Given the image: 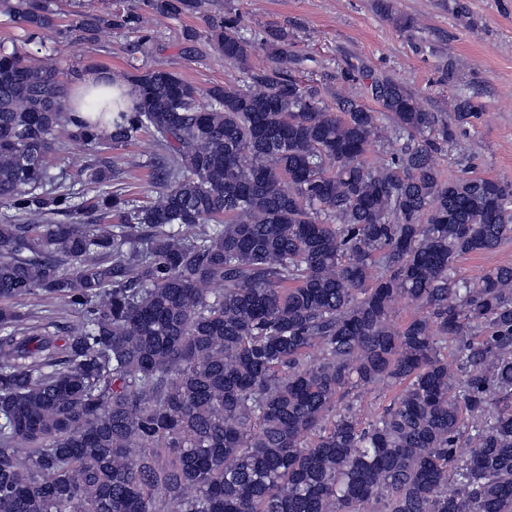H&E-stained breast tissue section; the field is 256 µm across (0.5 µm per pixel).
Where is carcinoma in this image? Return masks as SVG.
<instances>
[{
    "mask_svg": "<svg viewBox=\"0 0 512 512\" xmlns=\"http://www.w3.org/2000/svg\"><path fill=\"white\" fill-rule=\"evenodd\" d=\"M142 5L180 19L202 0ZM0 14L29 41L62 33L51 0ZM239 23L208 15L205 38L243 84L201 106L171 71L132 73L135 98L94 121L66 109L52 56L0 50V512H512V265L453 274L512 234V183L436 163L477 105L440 123L374 78L381 111L331 107L289 73L288 32ZM103 28L152 39L136 11L75 22ZM198 40L183 29L185 57ZM60 133L150 137L156 200L56 187ZM376 141L400 147L368 162ZM92 212L121 222L51 221ZM31 295L78 322L31 324ZM397 299L417 309L398 325ZM372 387L396 395L366 422Z\"/></svg>",
    "mask_w": 512,
    "mask_h": 512,
    "instance_id": "cac0c4a2",
    "label": "carcinoma"
}]
</instances>
